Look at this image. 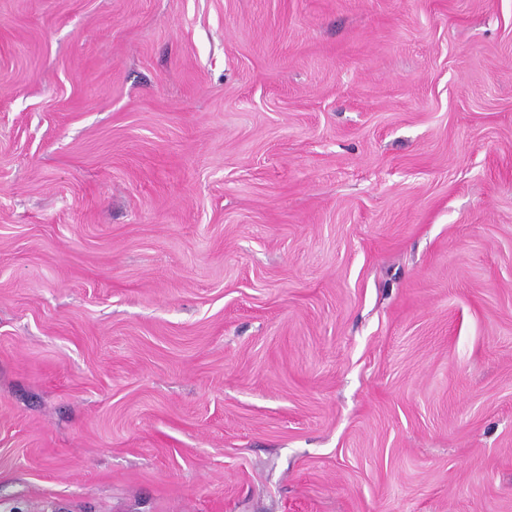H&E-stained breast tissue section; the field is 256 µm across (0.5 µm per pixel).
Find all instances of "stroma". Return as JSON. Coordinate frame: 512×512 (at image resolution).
I'll return each mask as SVG.
<instances>
[{"mask_svg":"<svg viewBox=\"0 0 512 512\" xmlns=\"http://www.w3.org/2000/svg\"><path fill=\"white\" fill-rule=\"evenodd\" d=\"M0 512H512V0H0Z\"/></svg>","mask_w":512,"mask_h":512,"instance_id":"1","label":"stroma"}]
</instances>
